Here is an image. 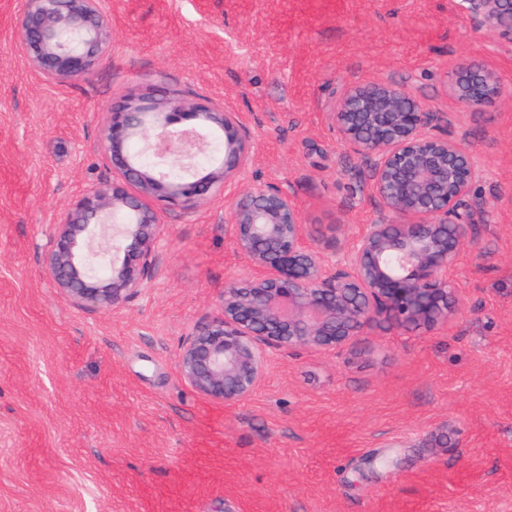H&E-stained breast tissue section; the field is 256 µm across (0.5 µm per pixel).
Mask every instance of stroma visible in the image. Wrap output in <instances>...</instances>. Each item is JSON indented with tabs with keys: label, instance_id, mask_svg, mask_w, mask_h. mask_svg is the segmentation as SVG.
<instances>
[{
	"label": "stroma",
	"instance_id": "stroma-1",
	"mask_svg": "<svg viewBox=\"0 0 512 512\" xmlns=\"http://www.w3.org/2000/svg\"><path fill=\"white\" fill-rule=\"evenodd\" d=\"M106 54L60 85L15 47L0 0V512H512V45L460 0H102ZM471 57L503 95L448 92ZM414 88L470 148L491 204L457 260L446 327L387 322L334 351L273 349L233 406L182 378L179 348L226 281L248 275L227 201L274 185L343 262L380 206L327 112L337 90ZM242 115L252 160L222 199L167 211L157 269L111 309L77 307L42 273L46 230L112 180L107 112L169 93ZM449 89L453 99L463 108L482 112L502 93L496 73L472 59H459L451 66Z\"/></svg>",
	"mask_w": 512,
	"mask_h": 512
}]
</instances>
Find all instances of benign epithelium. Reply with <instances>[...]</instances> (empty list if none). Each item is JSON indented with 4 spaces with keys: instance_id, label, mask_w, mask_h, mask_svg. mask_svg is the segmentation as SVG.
I'll return each instance as SVG.
<instances>
[{
    "instance_id": "7a95c632",
    "label": "benign epithelium",
    "mask_w": 512,
    "mask_h": 512,
    "mask_svg": "<svg viewBox=\"0 0 512 512\" xmlns=\"http://www.w3.org/2000/svg\"><path fill=\"white\" fill-rule=\"evenodd\" d=\"M463 3L482 29L512 43V0ZM109 39L101 0H22L16 45L41 77L60 85L84 77ZM449 89L473 112L502 93L496 73L472 58L452 64ZM328 115L368 168L380 217L336 264L299 204L278 187L231 200L224 228L252 271L225 284L213 317L179 352L183 380L211 401L247 400L266 376L271 348L334 350L381 320L434 329L457 311L456 260L475 216L491 207L472 198L479 172L470 148L404 83L348 84ZM210 136L222 154L202 167L197 157ZM100 150L112 183L80 190L49 225L43 274L68 301L110 309L151 282L164 211L193 212L213 201L252 151L241 113L176 93L159 102L130 98L110 112Z\"/></svg>"
}]
</instances>
